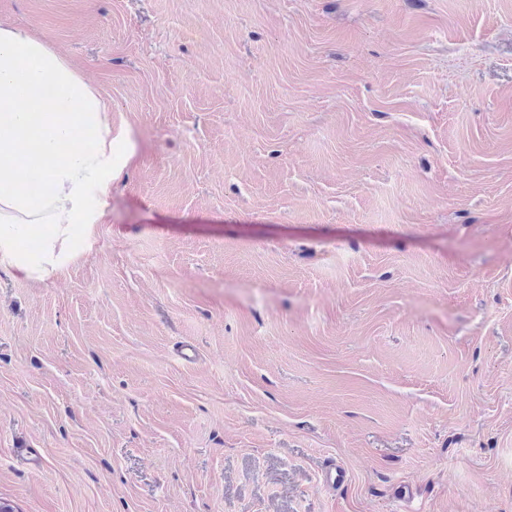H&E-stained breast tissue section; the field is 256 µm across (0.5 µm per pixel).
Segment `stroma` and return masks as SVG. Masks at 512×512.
Returning a JSON list of instances; mask_svg holds the SVG:
<instances>
[{
  "mask_svg": "<svg viewBox=\"0 0 512 512\" xmlns=\"http://www.w3.org/2000/svg\"><path fill=\"white\" fill-rule=\"evenodd\" d=\"M0 20L136 143L89 252L42 284L0 266V501L512 512V0Z\"/></svg>",
  "mask_w": 512,
  "mask_h": 512,
  "instance_id": "35a3bbf8",
  "label": "stroma"
}]
</instances>
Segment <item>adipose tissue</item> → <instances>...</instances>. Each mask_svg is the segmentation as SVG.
<instances>
[{
    "label": "adipose tissue",
    "instance_id": "1",
    "mask_svg": "<svg viewBox=\"0 0 512 512\" xmlns=\"http://www.w3.org/2000/svg\"><path fill=\"white\" fill-rule=\"evenodd\" d=\"M134 154L90 79L0 21V265L39 284L89 250L112 181Z\"/></svg>",
    "mask_w": 512,
    "mask_h": 512
}]
</instances>
